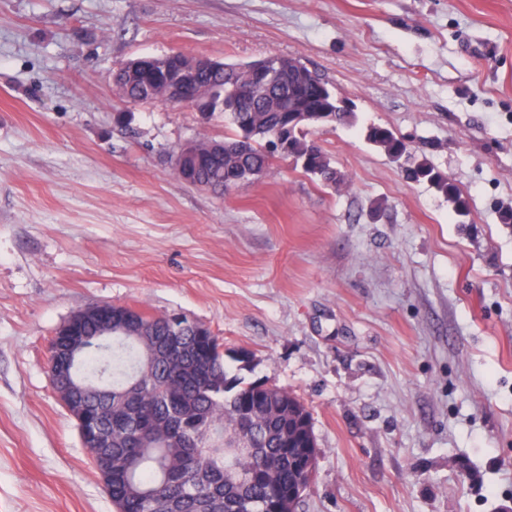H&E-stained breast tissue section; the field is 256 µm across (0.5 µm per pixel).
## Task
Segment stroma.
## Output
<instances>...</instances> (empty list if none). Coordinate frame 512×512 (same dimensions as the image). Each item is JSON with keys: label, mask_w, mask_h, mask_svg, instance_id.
<instances>
[{"label": "stroma", "mask_w": 512, "mask_h": 512, "mask_svg": "<svg viewBox=\"0 0 512 512\" xmlns=\"http://www.w3.org/2000/svg\"><path fill=\"white\" fill-rule=\"evenodd\" d=\"M181 51L300 59L357 121L218 195L174 173L223 116L125 104L112 71ZM392 129L458 218L365 138ZM512 0H0V512H116L47 373L74 311L210 327L298 396V512H512ZM239 370V369H238ZM365 137L372 145L380 148L394 161H403V175L412 182H426L443 197L453 204L458 216H466L469 212L468 203L462 196L457 185L447 175L439 172L424 156L411 152L409 146L403 144L399 137L389 128L370 126Z\"/></svg>", "instance_id": "obj_1"}]
</instances>
